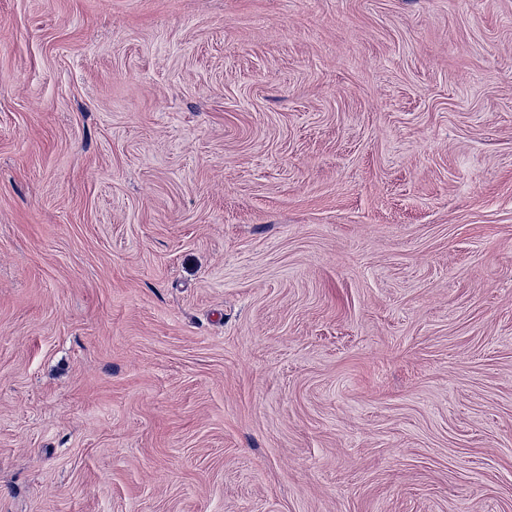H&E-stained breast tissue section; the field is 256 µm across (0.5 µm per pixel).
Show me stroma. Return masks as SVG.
Listing matches in <instances>:
<instances>
[{
  "label": "stroma",
  "instance_id": "obj_1",
  "mask_svg": "<svg viewBox=\"0 0 512 512\" xmlns=\"http://www.w3.org/2000/svg\"><path fill=\"white\" fill-rule=\"evenodd\" d=\"M0 512H512V0H0Z\"/></svg>",
  "mask_w": 512,
  "mask_h": 512
}]
</instances>
